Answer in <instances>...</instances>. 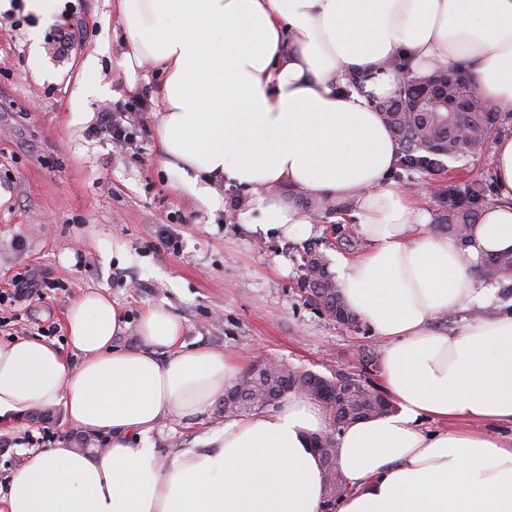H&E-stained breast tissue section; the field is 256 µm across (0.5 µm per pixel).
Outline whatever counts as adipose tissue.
I'll return each instance as SVG.
<instances>
[{"label": "adipose tissue", "mask_w": 512, "mask_h": 512, "mask_svg": "<svg viewBox=\"0 0 512 512\" xmlns=\"http://www.w3.org/2000/svg\"><path fill=\"white\" fill-rule=\"evenodd\" d=\"M128 75L164 76L162 161L188 174L214 207L211 182L250 191L245 223L291 233L311 215L277 195L288 186L355 202L367 248L337 258L347 306L382 345L393 412L337 433L347 492L335 512H512V312L469 274L471 261L512 251V134L493 144L500 203L473 224L467 248L388 176L399 146L375 101L413 70L466 71L512 115V0H114ZM481 315L451 333L438 316L468 303ZM65 347L0 341V417L62 406L103 436L86 454L66 442L27 454L0 512H323L325 481L310 439L322 406L293 392L274 411L226 422L161 461L163 418L210 415L240 377L221 349L189 346L169 310H143L137 344L99 290L65 315Z\"/></svg>", "instance_id": "1"}]
</instances>
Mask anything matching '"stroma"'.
Wrapping results in <instances>:
<instances>
[{
  "label": "stroma",
  "mask_w": 512,
  "mask_h": 512,
  "mask_svg": "<svg viewBox=\"0 0 512 512\" xmlns=\"http://www.w3.org/2000/svg\"><path fill=\"white\" fill-rule=\"evenodd\" d=\"M63 8L64 0H54L50 18L19 27L0 11V188L10 194L0 204V291L20 276L43 282L41 299L0 308V339L64 342L68 306L101 290L129 324L123 345L135 346L141 312L161 306L181 318L186 343L224 349L243 368L274 360L326 376L361 371L380 385L379 366L364 370L355 360L359 351L381 353L369 325L336 324L299 288L308 246L318 245L331 262L340 254L356 258L358 250L343 248L327 219L287 236L253 231L242 221L251 193L219 180L212 184L219 208L202 204L185 176L162 164L156 133L162 78L147 64L148 82L130 86L121 65V21L110 0H81L61 55L51 36ZM35 28L42 32L41 73L29 60ZM91 52L99 67L86 74L82 63ZM89 82L108 87L110 96L77 100ZM135 98L145 110L130 128L131 145L122 147L97 130V115ZM118 250L124 260L115 258ZM224 422L216 413L190 424L164 420L156 446L171 458ZM79 434L59 406L34 407L20 422L0 418V497L29 449L61 440L74 446Z\"/></svg>",
  "instance_id": "1"
}]
</instances>
